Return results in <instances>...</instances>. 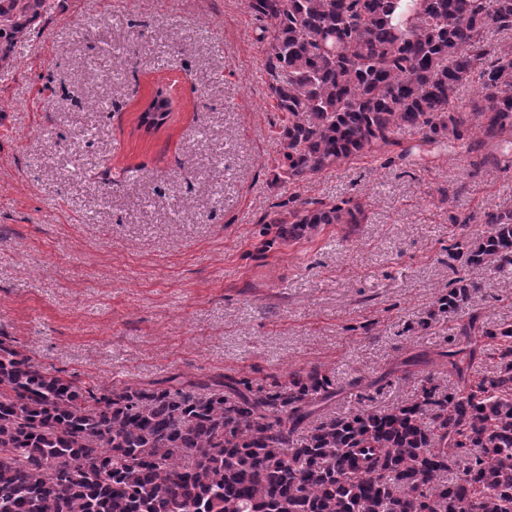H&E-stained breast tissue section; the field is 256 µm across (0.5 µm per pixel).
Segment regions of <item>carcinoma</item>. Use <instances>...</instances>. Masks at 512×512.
<instances>
[{"label": "carcinoma", "mask_w": 512, "mask_h": 512, "mask_svg": "<svg viewBox=\"0 0 512 512\" xmlns=\"http://www.w3.org/2000/svg\"><path fill=\"white\" fill-rule=\"evenodd\" d=\"M267 40L276 107L278 179L295 183L395 144L412 128L428 143L464 139L509 156L512 0H243ZM477 79L469 107L459 89ZM292 233L361 224L350 200L289 199ZM462 264L512 266V210L484 214ZM440 295L454 323L439 354L456 389L419 380L412 400L312 419L336 383L311 368L269 388L213 379L194 393L125 384L99 392L39 369L0 339V512H512V325L465 310L481 285L463 277ZM496 371L470 379L486 342Z\"/></svg>", "instance_id": "1"}]
</instances>
